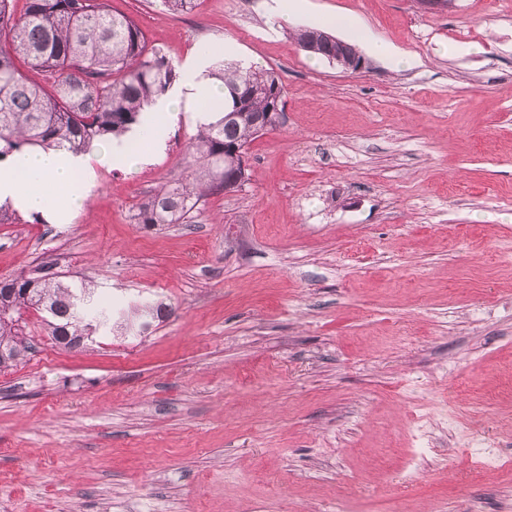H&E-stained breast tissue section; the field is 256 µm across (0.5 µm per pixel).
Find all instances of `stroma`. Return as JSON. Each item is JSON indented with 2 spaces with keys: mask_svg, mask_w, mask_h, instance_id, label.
Masks as SVG:
<instances>
[{
  "mask_svg": "<svg viewBox=\"0 0 512 512\" xmlns=\"http://www.w3.org/2000/svg\"><path fill=\"white\" fill-rule=\"evenodd\" d=\"M112 6L176 64L227 45L274 69L284 123L194 224L133 219L178 172L187 113L150 163L95 166L70 223L0 224V280L52 263L169 308L77 348L23 313L34 349L0 370L7 512H385L379 481L417 512H512V0H304L286 23L265 0ZM334 15L415 65L301 49ZM476 376L496 468L468 452L482 424L456 420Z\"/></svg>",
  "mask_w": 512,
  "mask_h": 512,
  "instance_id": "stroma-1",
  "label": "stroma"
}]
</instances>
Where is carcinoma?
Here are the masks:
<instances>
[{
    "instance_id": "obj_1",
    "label": "carcinoma",
    "mask_w": 512,
    "mask_h": 512,
    "mask_svg": "<svg viewBox=\"0 0 512 512\" xmlns=\"http://www.w3.org/2000/svg\"><path fill=\"white\" fill-rule=\"evenodd\" d=\"M0 0V160L22 150L85 153L127 135L143 108L170 88L176 65L147 49L132 17L108 0ZM26 65L21 70L18 62ZM208 76L221 81L224 107L198 126L186 145L181 173L140 203L134 215L146 227L190 224L207 200L241 170L236 150L262 134L266 112L284 106L275 71L240 62L219 63ZM253 94L238 104V93ZM94 281L69 278L50 266L0 280V365L24 359L32 346L22 326L8 322L33 309L47 334L70 348L99 332L143 333L165 316L163 303L114 309L97 304Z\"/></svg>"
}]
</instances>
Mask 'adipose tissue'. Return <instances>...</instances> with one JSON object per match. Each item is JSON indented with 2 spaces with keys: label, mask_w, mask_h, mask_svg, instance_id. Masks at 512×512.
Here are the masks:
<instances>
[{
  "label": "adipose tissue",
  "mask_w": 512,
  "mask_h": 512,
  "mask_svg": "<svg viewBox=\"0 0 512 512\" xmlns=\"http://www.w3.org/2000/svg\"><path fill=\"white\" fill-rule=\"evenodd\" d=\"M208 58L200 53L196 64L184 67L179 88L167 91L147 107L133 137L103 146L101 160L111 167L139 165L146 146H158L166 138L171 120L182 112L183 94L191 92L197 111L223 104L224 89L201 79ZM95 174L82 157L58 150L25 151L0 164V201L19 210L51 214L66 222L90 194Z\"/></svg>",
  "instance_id": "adipose-tissue-1"
}]
</instances>
